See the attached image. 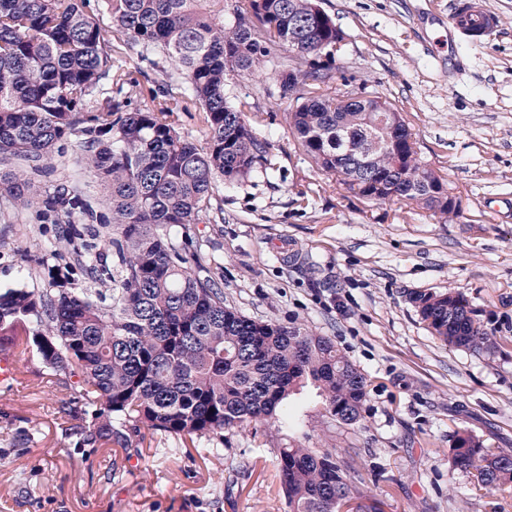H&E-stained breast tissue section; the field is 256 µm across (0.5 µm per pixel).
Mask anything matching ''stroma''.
<instances>
[{
  "instance_id": "1",
  "label": "stroma",
  "mask_w": 512,
  "mask_h": 512,
  "mask_svg": "<svg viewBox=\"0 0 512 512\" xmlns=\"http://www.w3.org/2000/svg\"><path fill=\"white\" fill-rule=\"evenodd\" d=\"M486 2L500 27L449 49L462 64L450 75L424 39L443 35L451 0H321L346 37L336 75L398 109L422 160L461 197L445 224L415 206L367 203L316 167L271 69L229 81L269 113L258 136L274 168L220 188L223 222L201 214L192 236L200 274L248 318L331 337L367 379L362 421L334 420L308 386L275 418L225 431L214 453L168 451L147 429L126 449L80 448L65 432L69 390L49 382L35 354L18 353L17 380L0 387V512H288L275 458L289 445L333 453L382 512H512V487L477 490L448 460L463 429L512 450V0ZM89 11L138 82L134 106L153 107L156 69L99 0ZM56 235L35 209L0 201V287H51L34 256ZM451 289L493 332L494 353L439 341L409 300ZM23 427L35 434L26 444Z\"/></svg>"
}]
</instances>
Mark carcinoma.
I'll use <instances>...</instances> for the list:
<instances>
[{"label": "carcinoma", "instance_id": "cac0c4a2", "mask_svg": "<svg viewBox=\"0 0 512 512\" xmlns=\"http://www.w3.org/2000/svg\"><path fill=\"white\" fill-rule=\"evenodd\" d=\"M89 0H0V198L37 209L61 225L58 243L76 254L83 273L112 278L103 264L115 254L119 279L104 291L0 289V352L38 355L50 376L64 377L81 413L63 408L76 445L110 448L129 429L153 431L179 447L273 415L307 385L320 390L326 413L346 425L362 418L366 378L329 336L295 321L258 322L224 305L215 281L197 273L190 225L213 209L217 179L233 183L271 168L268 142L254 127L266 121L253 103L233 95L228 79L270 67L298 105L288 124L309 160L370 203L416 205L441 224L459 215L426 196L435 172L411 156L405 119L393 147L366 157L365 129L375 117L330 93L335 58L320 43L336 24L307 27L317 0H102L112 23L159 69V108L132 106L131 72L115 63ZM308 54L294 55L288 35ZM163 57L171 69L159 67ZM294 71L288 80V70ZM194 103L207 127L198 144L180 128ZM75 137L80 167L108 192V208L90 200L74 178L50 193L33 176L54 168L62 142ZM112 236L97 242L95 225ZM47 266L58 284L76 268ZM410 301L427 328L450 347L490 353L497 342L459 291L417 293ZM452 465L473 472L482 488L512 484V452L493 451L471 432L457 433ZM280 491L288 512H380L348 481L336 457L310 448L278 449Z\"/></svg>", "mask_w": 512, "mask_h": 512}]
</instances>
